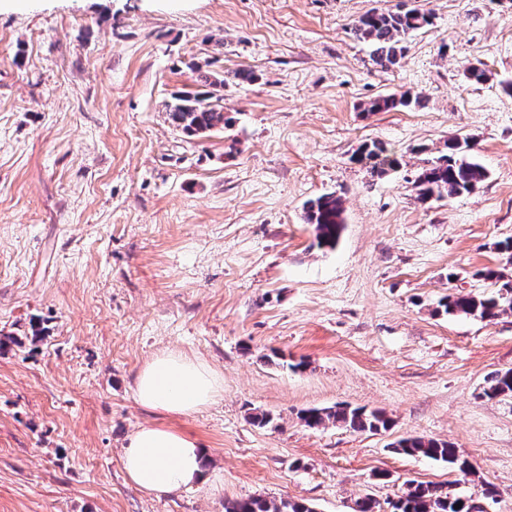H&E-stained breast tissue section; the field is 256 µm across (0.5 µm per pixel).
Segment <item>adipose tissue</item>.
<instances>
[{"label": "adipose tissue", "instance_id": "ef3b65f1", "mask_svg": "<svg viewBox=\"0 0 512 512\" xmlns=\"http://www.w3.org/2000/svg\"><path fill=\"white\" fill-rule=\"evenodd\" d=\"M220 390L212 369L182 353L155 355L136 377L138 402L170 417L191 415ZM207 462L208 451L198 439L156 423L131 434L122 455L129 480L149 494H168L207 481Z\"/></svg>", "mask_w": 512, "mask_h": 512}]
</instances>
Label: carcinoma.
<instances>
[{
  "label": "carcinoma",
  "instance_id": "obj_1",
  "mask_svg": "<svg viewBox=\"0 0 512 512\" xmlns=\"http://www.w3.org/2000/svg\"><path fill=\"white\" fill-rule=\"evenodd\" d=\"M429 10L399 4L395 10L370 12L361 16L353 25V34L359 41L372 47V61L382 70L395 67L404 52L403 40L410 33L432 24ZM418 103V99L406 94L389 95L371 100L362 106L367 113L392 112L401 107ZM172 124L183 132L196 135L224 129V107L211 101L206 93L183 92L168 105ZM468 139L453 137L448 140V153L438 157L424 168L414 180V188L420 201L454 198L475 191L487 178V170L469 151ZM359 161L370 164L372 173L383 175L399 164L396 154L380 142L365 143L359 148ZM307 221L316 226V246L333 249L344 230L341 199L333 193L322 194L311 200L306 207ZM481 276L491 281L496 291L489 295L456 293L441 303L448 315H465L474 319L493 320L512 310V279L502 271L487 268ZM488 398L512 395V368L497 373L483 389ZM301 421L311 428L327 423L338 424L355 433L377 432L387 429L389 419L379 411L360 407L336 405L329 408H311L303 411ZM396 450L408 455H421L448 463L465 476L474 475L468 460L462 458L456 448L446 441L410 437L397 442ZM472 497L451 493L441 485L419 483L399 497L392 512H472ZM461 504L456 509L454 505ZM224 512H315L309 504L296 500L278 503L262 497H252L224 504Z\"/></svg>",
  "mask_w": 512,
  "mask_h": 512
}]
</instances>
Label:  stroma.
<instances>
[{
    "label": "stroma",
    "instance_id": "35a3bbf8",
    "mask_svg": "<svg viewBox=\"0 0 512 512\" xmlns=\"http://www.w3.org/2000/svg\"><path fill=\"white\" fill-rule=\"evenodd\" d=\"M400 0H0V334H48L0 352V512H224L228 500H302L380 512L414 483L497 489L512 512V312L444 314L451 293L512 277V0H418L432 25L384 72L355 21ZM483 62L490 79L464 76ZM255 73L240 82L238 70ZM222 74L208 88L205 75ZM211 91L229 125L189 137L168 121L181 92ZM420 104L367 114L381 95ZM474 143L489 176L421 202L413 182ZM394 149L372 175L363 143ZM340 197L335 249L315 247L309 200ZM163 351L206 362L222 390L189 417L135 395ZM343 403L388 429L310 428ZM256 413L273 425H254ZM209 450V480L159 498L128 479L139 425ZM451 443L475 470L399 453ZM483 395L488 398L512 395V368L498 372L483 389Z\"/></svg>",
    "mask_w": 512,
    "mask_h": 512
}]
</instances>
